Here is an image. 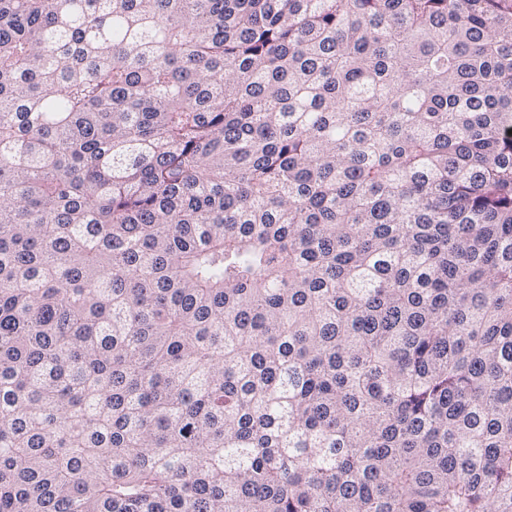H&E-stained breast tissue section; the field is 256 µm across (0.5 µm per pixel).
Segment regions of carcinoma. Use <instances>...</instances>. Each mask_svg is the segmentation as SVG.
Listing matches in <instances>:
<instances>
[{
	"instance_id": "carcinoma-1",
	"label": "carcinoma",
	"mask_w": 512,
	"mask_h": 512,
	"mask_svg": "<svg viewBox=\"0 0 512 512\" xmlns=\"http://www.w3.org/2000/svg\"><path fill=\"white\" fill-rule=\"evenodd\" d=\"M0 512H512V0H0Z\"/></svg>"
}]
</instances>
